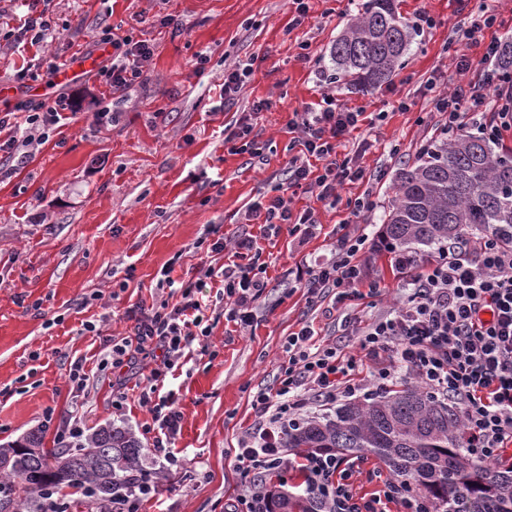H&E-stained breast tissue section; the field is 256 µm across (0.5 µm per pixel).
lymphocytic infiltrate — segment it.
<instances>
[{
  "label": "lymphocytic infiltrate",
  "instance_id": "1",
  "mask_svg": "<svg viewBox=\"0 0 512 512\" xmlns=\"http://www.w3.org/2000/svg\"><path fill=\"white\" fill-rule=\"evenodd\" d=\"M54 0H32L35 14L13 30L0 34V57L14 53L27 40L42 42L49 26L44 12ZM498 22L495 8L484 6L454 26L452 43L483 44L480 59L458 52L454 55L461 75L476 71L478 82L438 90L427 81L434 95V110L448 136L474 131L490 141L502 140L512 131V70L497 67L501 46L492 29ZM101 44L113 49L110 63L100 65L95 81L106 94H114L141 81L145 66L156 50L152 40L104 30ZM267 99L254 101L235 123L224 129V147L229 154L262 157L263 148L253 131L259 113L271 108ZM71 108L69 94L57 93L52 101L20 104L11 119L0 118V154L12 158L33 143H45L49 133ZM364 119L363 109H351L330 93L296 113L289 124L298 148L277 179L273 195H260L245 214L266 230L292 225L294 231L310 234L317 224L311 208L294 210V191L316 189L319 201L336 204L339 188L364 185L366 170L349 156H339V145L348 140ZM364 237L348 233L337 237L331 261L309 269L305 286L313 299L330 301L332 309H351L365 297L379 294L377 284L366 283L358 254ZM262 249L255 236L241 233L233 242V259L222 269H208L218 277L221 289L216 300L226 319L251 327L267 282V267L260 261ZM396 265L406 270V292L386 313L363 320L346 317L344 329L352 336L357 353L341 341L318 339L312 323L302 322L289 333L283 349L285 361L271 388L253 393V424L238 439L235 468L245 491L232 503L230 512H262L268 498V479L282 475L290 464L282 438L312 402L328 405L340 396L371 398L384 391L396 377L407 378L448 401L460 410L467 449L476 459L500 463L512 458V244L486 237L476 243H453L440 247L435 259L419 262L399 254ZM171 292L151 306L129 313L131 334L114 343L111 366L119 385L135 383L139 401L148 407L152 422L145 428L158 450H165L180 428L181 413L172 394L163 393L167 377L175 375L186 351L216 357L210 336L213 325L200 300L199 281L167 279ZM375 369L364 374V360ZM310 483L322 489L333 512H431L420 497L403 494L397 478L389 476L370 496H361L358 473L350 461L321 455L305 463Z\"/></svg>",
  "mask_w": 512,
  "mask_h": 512
}]
</instances>
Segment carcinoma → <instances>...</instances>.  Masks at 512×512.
I'll return each instance as SVG.
<instances>
[{
    "label": "carcinoma",
    "instance_id": "cac0c4a2",
    "mask_svg": "<svg viewBox=\"0 0 512 512\" xmlns=\"http://www.w3.org/2000/svg\"><path fill=\"white\" fill-rule=\"evenodd\" d=\"M411 33L394 0H368L363 13L332 44L337 74L365 91L391 77L405 62ZM390 246H431L487 236L512 242V153L481 136L461 133L423 149L396 175V194L383 219ZM40 449L34 458L19 444ZM283 447L296 470L313 454L374 457L389 473L423 496L433 512H512V471L481 464L463 447L460 413L421 386L404 381L369 402L353 401L334 415L309 418L288 431ZM142 445L133 432L107 422L78 448H45L32 431L0 445V512H20L24 499L63 487L85 489L91 503L112 504L123 480L142 476ZM268 512H329L326 498L303 488L276 487Z\"/></svg>",
    "mask_w": 512,
    "mask_h": 512
}]
</instances>
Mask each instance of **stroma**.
Instances as JSON below:
<instances>
[{"label":"stroma","instance_id":"1","mask_svg":"<svg viewBox=\"0 0 512 512\" xmlns=\"http://www.w3.org/2000/svg\"><path fill=\"white\" fill-rule=\"evenodd\" d=\"M482 0H395L403 21L421 10L433 28L417 33L402 69L379 87L358 91L346 82L334 90L348 107L384 113L362 122L345 147L373 177L376 209L354 218L346 199L361 186L340 189L329 206L301 189L294 208H314L320 224L302 238L288 229L264 238L259 225H244L247 204L269 192L288 163L294 112L318 102L316 72L332 74L330 48L362 10L356 0H311L296 28L290 0H59L51 18L53 35L26 57L0 60V87L18 86L22 62L50 69L85 53L106 28L134 30L158 48L145 68L143 84L102 98L91 76L69 83L74 112L48 141L22 161L0 166V445L31 431L48 448L75 446L69 425L90 435L111 422L126 427L143 446V467L158 494L144 512H226L244 491L234 468L242 429L253 421L250 394L273 386L280 374L282 346L300 320L313 322L322 338L341 334L342 314L326 303H309L299 273L331 257L341 230L365 236L360 253L364 277L382 294L363 300L358 312L370 317L401 299L404 275L379 244L382 215L394 195L399 169L413 164L420 148L443 138L433 113L427 79L451 89L461 77L447 45L458 20L478 11ZM141 24H133L132 14ZM172 15L163 28L157 19ZM308 43L310 62L298 58ZM210 61L196 71V53ZM253 62L254 74L234 107H224L219 85L227 67ZM258 99L272 102L255 130L267 143V164L228 154L224 127ZM411 105L397 109L398 101ZM113 113L108 127L97 115ZM259 239L270 284L252 329L219 320L213 330L216 358L187 354L175 377L166 379L182 413L171 447L178 463L155 452L144 425L151 415L127 391L121 408L112 405V371L100 361L113 339L125 337L126 313L150 306L161 294L163 268L174 280L206 279L204 300L221 284L206 278L222 267L226 253L210 251L215 237L241 232ZM93 323L96 333L86 332ZM86 360L87 387L72 392L64 380L70 360Z\"/></svg>","mask_w":512,"mask_h":512}]
</instances>
